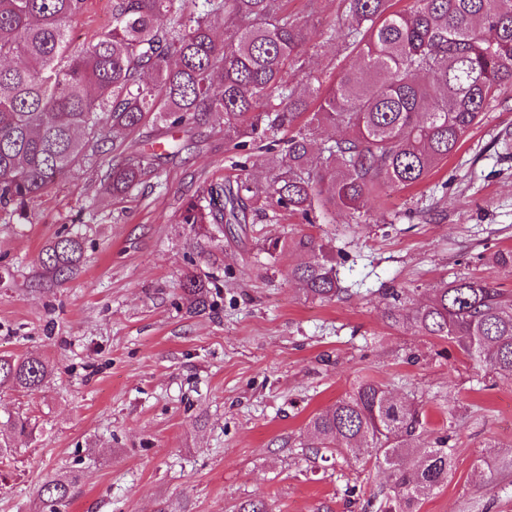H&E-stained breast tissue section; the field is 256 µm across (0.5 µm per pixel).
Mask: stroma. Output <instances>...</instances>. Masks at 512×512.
<instances>
[{
    "label": "stroma",
    "instance_id": "1",
    "mask_svg": "<svg viewBox=\"0 0 512 512\" xmlns=\"http://www.w3.org/2000/svg\"><path fill=\"white\" fill-rule=\"evenodd\" d=\"M319 2L313 12L288 0L308 32L304 63L288 73L295 84L331 82L345 63L323 35L341 19L338 0ZM111 23L112 0H87L70 33L85 45ZM152 131L117 135V149L32 200L27 219L0 208V354L53 367L40 391L0 387V415L41 428L0 465V512H36L53 477L72 481L63 512H235L251 498L272 512H371L386 476L314 449L305 428L362 377L420 401L432 428L452 426L448 482L419 512H512V379L476 377L448 341L384 316L388 289L422 295L456 274L512 293V270L488 260L512 249V84L424 182L388 191L361 223L333 209L312 224L260 211L204 256L181 212L210 182L240 175L224 122L212 118L192 148L112 195L105 174ZM74 224L83 259L57 286L40 278L39 255ZM302 235L335 245L341 299L312 300L289 283L296 254L269 262L270 242ZM189 271L210 282L212 309L191 310Z\"/></svg>",
    "mask_w": 512,
    "mask_h": 512
}]
</instances>
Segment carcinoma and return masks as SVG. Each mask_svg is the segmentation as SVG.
<instances>
[{"label":"carcinoma","mask_w":512,"mask_h":512,"mask_svg":"<svg viewBox=\"0 0 512 512\" xmlns=\"http://www.w3.org/2000/svg\"><path fill=\"white\" fill-rule=\"evenodd\" d=\"M288 0H112V26L86 47L72 43L67 22L85 0H0V206L27 217L31 200L100 152L107 133H132L152 114L157 137L224 117V139L248 153L266 142L277 170L268 198L304 219L319 208L358 216L386 189L422 182L479 122L495 92L512 83V0H342L348 23L327 40L357 52L328 85L303 88L285 79L300 62L307 33ZM224 27V42L214 37ZM325 127L342 135L322 139ZM151 165L129 156L106 174L115 196L131 191ZM253 171L236 184H209L189 200L182 223L216 240L224 227L257 211ZM293 249L305 259L288 279L321 302L344 293L332 248L304 235L275 240L270 257ZM83 254L81 236L60 232L43 250L42 274L70 277ZM194 309L210 307L208 285L188 274ZM393 291L391 325L456 346L476 371L512 379V296L456 276L424 301ZM52 372L39 357L0 354V385L40 390ZM5 424L22 436L36 425L20 415ZM319 448H334L387 473L390 492L377 512H418L448 483L457 448L451 431L431 432L422 408L399 401L381 381L363 378L336 403L311 416ZM70 482L40 488L44 512H61Z\"/></svg>","instance_id":"obj_1"}]
</instances>
